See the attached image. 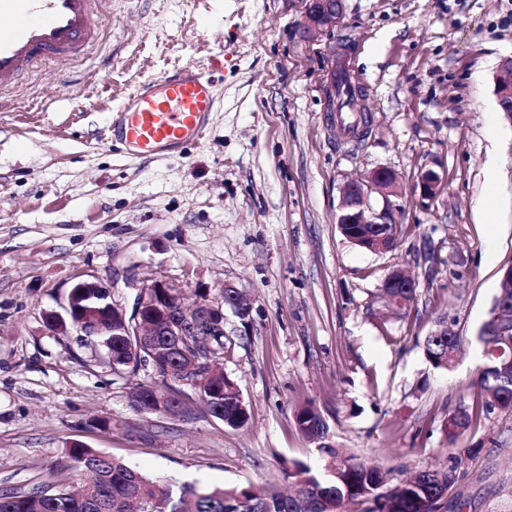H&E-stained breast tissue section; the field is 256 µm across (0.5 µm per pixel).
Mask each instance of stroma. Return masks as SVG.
I'll list each match as a JSON object with an SVG mask.
<instances>
[{"label":"stroma","instance_id":"35a3bbf8","mask_svg":"<svg viewBox=\"0 0 512 512\" xmlns=\"http://www.w3.org/2000/svg\"><path fill=\"white\" fill-rule=\"evenodd\" d=\"M83 60L46 61L0 104V492L67 477L69 442L176 484L287 487L288 462L320 453L297 430L312 403L337 447L404 479L454 470L456 512H512V411L473 418L456 446L446 422L475 406L477 334L512 264V124L496 74L512 58V0H343L332 30L305 40L302 0H109ZM363 93L364 137L346 135L328 89L336 59ZM183 65L205 67L216 98L203 138L163 157L111 146L115 103ZM393 192L375 210L399 226L392 251L349 243L337 218L349 182L377 168ZM440 176L423 195L426 170ZM414 301L383 315L391 269ZM132 307L163 281L221 302L225 374L249 419L231 428L136 410L134 381L103 350L45 326L79 279ZM447 324L463 339L452 370L427 361Z\"/></svg>","mask_w":512,"mask_h":512}]
</instances>
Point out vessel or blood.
<instances>
[{"label":"vessel or blood","instance_id":"vessel-or-blood-1","mask_svg":"<svg viewBox=\"0 0 512 512\" xmlns=\"http://www.w3.org/2000/svg\"><path fill=\"white\" fill-rule=\"evenodd\" d=\"M107 0H0V95L44 61L69 62L95 45L107 21ZM214 107L204 69L187 66L142 84L113 108L108 133L138 152L160 154L200 136Z\"/></svg>","mask_w":512,"mask_h":512}]
</instances>
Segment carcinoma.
<instances>
[{
  "mask_svg": "<svg viewBox=\"0 0 512 512\" xmlns=\"http://www.w3.org/2000/svg\"><path fill=\"white\" fill-rule=\"evenodd\" d=\"M343 225L342 235L350 243L378 253L389 252L396 244L397 227L384 224L368 227L361 235ZM512 292L506 299L494 298L477 336L481 363L477 384L484 392L482 408L512 410V329L499 330L498 320L512 316ZM106 300L78 297L79 317L93 321L103 315ZM86 345L103 348L112 356V369L119 373L137 371L150 355L136 336H90ZM462 342L460 336L430 335L425 340V355L435 368L450 369L452 355ZM191 356L201 355L199 366L188 369L179 360H159L152 377L137 384L140 409H164L184 420L190 409L175 397L177 385L188 381L200 396L210 415L231 427L243 425L247 405L237 384L224 376L220 355L224 354V334L189 336L184 344ZM471 414L459 410L448 416V441L455 444L465 433ZM294 421L298 431L321 453V465L312 468L301 461L288 466L293 492L278 490L255 492L249 485L234 487H196L169 484L143 474L123 461L81 442H73L66 452V470L71 477L90 481L74 491L71 486L44 483L29 491L0 494V512H345V505L357 498L373 499L370 512H428V502L445 494L455 484L454 471L436 468L419 472L413 479L395 482L392 471L354 460L336 447L322 414L308 405L297 409ZM397 487L390 497L381 494L386 486Z\"/></svg>",
  "mask_w": 512,
  "mask_h": 512,
  "instance_id": "carcinoma-1",
  "label": "carcinoma"
}]
</instances>
